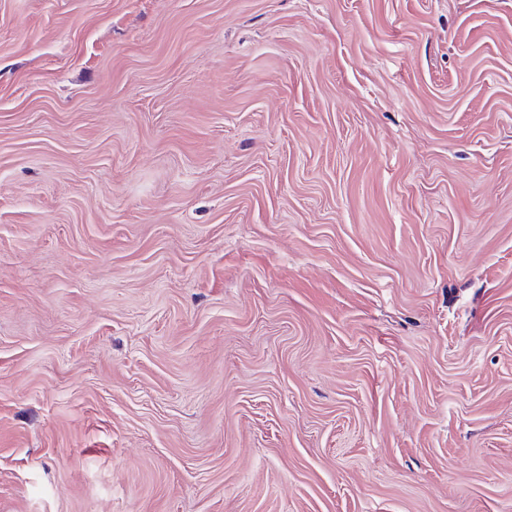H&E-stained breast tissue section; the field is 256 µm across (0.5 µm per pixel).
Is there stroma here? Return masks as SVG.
Here are the masks:
<instances>
[{"instance_id": "obj_1", "label": "stroma", "mask_w": 512, "mask_h": 512, "mask_svg": "<svg viewBox=\"0 0 512 512\" xmlns=\"http://www.w3.org/2000/svg\"><path fill=\"white\" fill-rule=\"evenodd\" d=\"M0 512H512V0H0Z\"/></svg>"}]
</instances>
